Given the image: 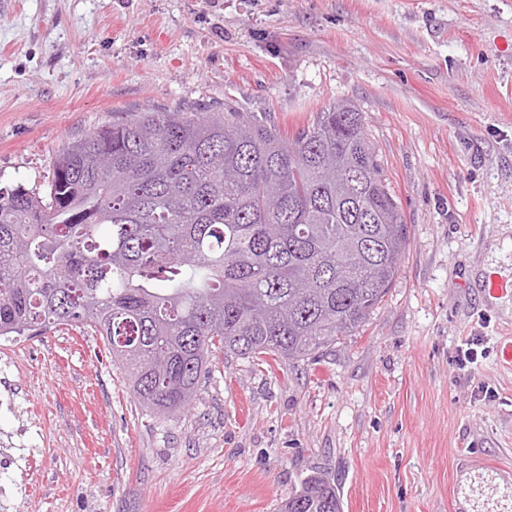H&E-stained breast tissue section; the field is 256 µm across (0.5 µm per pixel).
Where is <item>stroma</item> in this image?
<instances>
[{"label":"stroma","instance_id":"1","mask_svg":"<svg viewBox=\"0 0 512 512\" xmlns=\"http://www.w3.org/2000/svg\"><path fill=\"white\" fill-rule=\"evenodd\" d=\"M357 102L409 227L356 335L314 362L215 354L150 412L99 334L0 337V512H278L314 472L344 512H481L512 472V0H0V182L44 192L89 130L223 112L282 131ZM477 345L468 370L460 350Z\"/></svg>","mask_w":512,"mask_h":512}]
</instances>
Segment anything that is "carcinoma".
Wrapping results in <instances>:
<instances>
[{
    "mask_svg": "<svg viewBox=\"0 0 512 512\" xmlns=\"http://www.w3.org/2000/svg\"><path fill=\"white\" fill-rule=\"evenodd\" d=\"M408 241L349 100L291 135L233 107L146 112L69 144L46 195L0 185V336L89 327L137 401L171 414L215 349L313 361L355 335ZM281 512L342 504L313 473Z\"/></svg>",
    "mask_w": 512,
    "mask_h": 512,
    "instance_id": "obj_1",
    "label": "carcinoma"
}]
</instances>
